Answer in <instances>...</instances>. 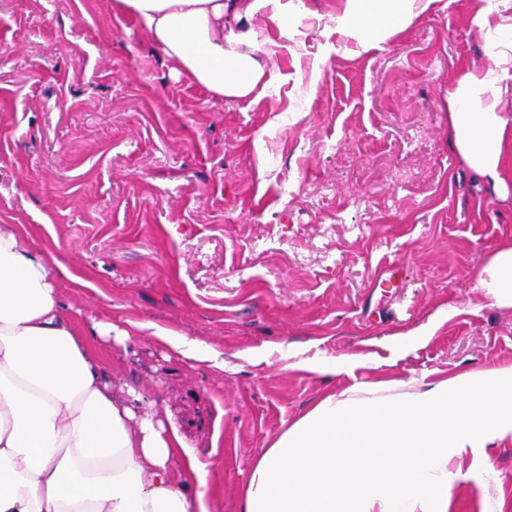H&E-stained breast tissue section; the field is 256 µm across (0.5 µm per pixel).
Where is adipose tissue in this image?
<instances>
[{
	"label": "adipose tissue",
	"mask_w": 512,
	"mask_h": 512,
	"mask_svg": "<svg viewBox=\"0 0 512 512\" xmlns=\"http://www.w3.org/2000/svg\"><path fill=\"white\" fill-rule=\"evenodd\" d=\"M433 0H346L345 37L383 40ZM178 66L220 100L268 90L278 22L293 0H115ZM473 22L487 60L445 93L448 143L473 176L512 193V0ZM512 308V242L475 279ZM395 380L352 386L315 405L251 468L244 512H448L452 457L512 441V366L399 392ZM117 396L63 307L47 256L0 225V512H209L208 472L159 409ZM197 483L199 492L189 490ZM344 497H337V488Z\"/></svg>",
	"instance_id": "obj_1"
}]
</instances>
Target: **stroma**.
Returning a JSON list of instances; mask_svg holds the SVG:
<instances>
[{
  "instance_id": "obj_1",
  "label": "stroma",
  "mask_w": 512,
  "mask_h": 512,
  "mask_svg": "<svg viewBox=\"0 0 512 512\" xmlns=\"http://www.w3.org/2000/svg\"><path fill=\"white\" fill-rule=\"evenodd\" d=\"M114 0H0V225L68 273L62 301L115 391L166 408L242 512L253 464L326 396L512 365V308L475 289L512 197L448 147L444 92L485 60L482 0H435L366 48L345 0H297L270 90L227 103L177 75ZM456 316L407 338L440 307ZM205 343L198 362L146 324ZM365 356L352 374L295 369ZM448 512H512V443L449 463Z\"/></svg>"
}]
</instances>
